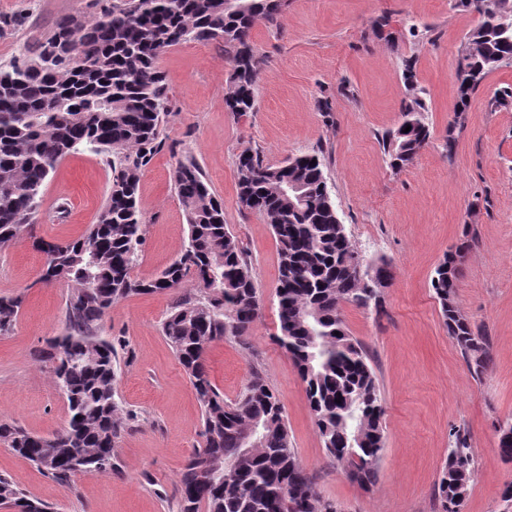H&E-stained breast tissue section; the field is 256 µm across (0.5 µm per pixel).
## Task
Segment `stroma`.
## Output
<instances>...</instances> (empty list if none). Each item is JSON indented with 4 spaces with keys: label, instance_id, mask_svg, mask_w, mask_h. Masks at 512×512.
Listing matches in <instances>:
<instances>
[{
    "label": "stroma",
    "instance_id": "stroma-1",
    "mask_svg": "<svg viewBox=\"0 0 512 512\" xmlns=\"http://www.w3.org/2000/svg\"><path fill=\"white\" fill-rule=\"evenodd\" d=\"M111 2L0 0V15L17 21L0 33V66L27 57L34 35L48 36L57 19L87 20ZM478 22L454 0H285L274 23L252 32L260 75L254 110L243 117L224 104L232 65L223 45L186 43L157 61L172 110L161 127L163 147L140 171L145 232L132 274L152 279L180 253L186 221L174 173L178 160L193 157L224 204V222L252 264L262 304L245 342L209 347L210 380L230 402L252 371L262 373L283 405L301 464L341 512H440L435 489L449 433L459 427L468 430L477 460L461 512H504L502 491L512 484L498 432L512 419V106L490 107L496 90L512 85V66L473 93L453 150L444 140L459 48ZM407 60L426 92L432 139L412 165L395 171L381 137L401 121ZM247 148L270 165L323 152L351 239L366 257L391 264L380 310L344 309L385 409V447L371 488L351 482L327 455L305 385L272 339L278 245L264 217L238 202L234 160ZM111 186L103 156L69 154L43 187L36 236L79 237L96 223ZM467 231L477 241L461 265L457 304L491 341L493 361L479 379L450 339L430 287L435 267ZM43 262L27 238L0 249V297L27 296L13 330L0 336V420L47 436L68 419L42 356L48 340L66 329L70 288L43 283ZM173 298L132 295L103 319V336L119 343L117 394L137 415L116 441L117 470L78 474L63 485L0 443V475L55 512H178L179 475L202 441V420L196 392L161 333Z\"/></svg>",
    "mask_w": 512,
    "mask_h": 512
}]
</instances>
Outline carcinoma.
<instances>
[{"mask_svg":"<svg viewBox=\"0 0 512 512\" xmlns=\"http://www.w3.org/2000/svg\"><path fill=\"white\" fill-rule=\"evenodd\" d=\"M282 7V0H113L94 19H59L30 57L0 68V248L31 232L42 187L71 152L88 148L114 169L98 223L77 239L48 241L40 249L42 281L72 285L67 330L46 351L68 408L67 424L46 437L0 422V440L57 483L78 472L116 470V439L135 419L116 398L119 358L112 340L99 334L104 315L120 299L176 291L190 279L195 292L175 296L161 324L202 408L204 441L180 474V512H336L292 448L283 407L261 373L252 372L232 403L209 379V346L245 340L262 308L248 257L224 224V205L193 159L175 170L188 226L180 261L151 280L131 276L144 233L139 172L161 147V126L171 112L158 57L187 42L224 44L233 64L225 105L244 116L254 109L259 76L252 30L260 21L274 22ZM454 7L477 13L480 23L459 51L456 111L445 136L449 150L470 96L491 73L512 65V0H455ZM402 77L409 99L401 122L381 137L395 170L411 165L431 139L412 62H405ZM235 165L240 205L271 224L278 244L275 340L306 386L327 453L351 481L368 488L377 480L384 448V407L344 307L379 308L382 290L370 273L388 271L390 263L364 257L362 272L352 265L361 252L339 217L319 155L302 153L272 166L246 148ZM292 184L304 189V203L290 202ZM473 243L464 235L435 268L431 287L448 336L479 379L491 363L490 339L473 329L456 302L459 266ZM26 301L23 293L0 297V335L14 328ZM255 426L259 445L248 451L243 439ZM474 471L468 432L458 429L437 485L441 512H460ZM0 504L16 512H51L1 476Z\"/></svg>","mask_w":512,"mask_h":512,"instance_id":"1","label":"carcinoma"}]
</instances>
